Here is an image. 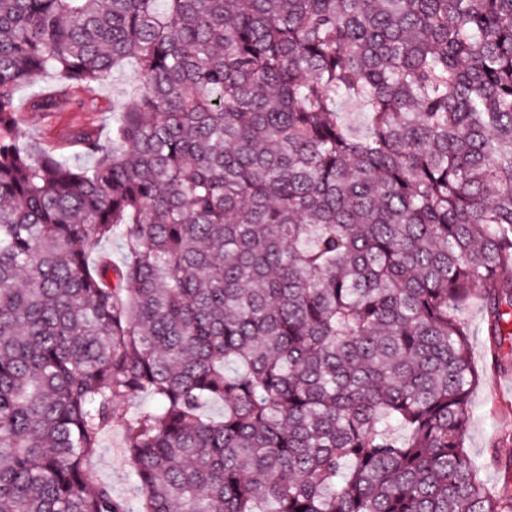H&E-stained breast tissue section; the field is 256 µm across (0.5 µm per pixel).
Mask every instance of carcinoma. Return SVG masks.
<instances>
[{"label": "carcinoma", "instance_id": "1", "mask_svg": "<svg viewBox=\"0 0 512 512\" xmlns=\"http://www.w3.org/2000/svg\"><path fill=\"white\" fill-rule=\"evenodd\" d=\"M131 60L91 163L24 144ZM476 293L511 336L512 0H0V512H512ZM453 314L469 330L470 358L479 374L470 395L464 446L482 464V481L499 491L512 487V468L505 467L506 462L512 464V336L500 340L489 335L485 307L477 295ZM121 430L112 428L111 432L101 437L97 456L90 464V469L99 481L110 482L120 493L134 495V487L127 478L128 466L124 461L123 448L120 447Z\"/></svg>", "mask_w": 512, "mask_h": 512}]
</instances>
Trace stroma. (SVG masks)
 Here are the masks:
<instances>
[{
	"label": "stroma",
	"mask_w": 512,
	"mask_h": 512,
	"mask_svg": "<svg viewBox=\"0 0 512 512\" xmlns=\"http://www.w3.org/2000/svg\"><path fill=\"white\" fill-rule=\"evenodd\" d=\"M133 78L134 72L129 69L98 88L95 92L98 106L92 110L83 108L87 95L79 87L71 88L69 107L49 115L28 111L26 103H19L28 141L70 157L77 156V147L68 140L69 132L77 127L94 126L102 136H109V111L113 103L120 101ZM453 314L470 333V358L479 374L470 395L471 413L464 446L468 455L480 464L482 481L499 491L512 487V336L499 339L490 336L480 297H472L454 309ZM120 442V428L105 433L90 469L98 480L112 483L118 492L130 496L134 488L127 478L128 466Z\"/></svg>",
	"instance_id": "1"
}]
</instances>
